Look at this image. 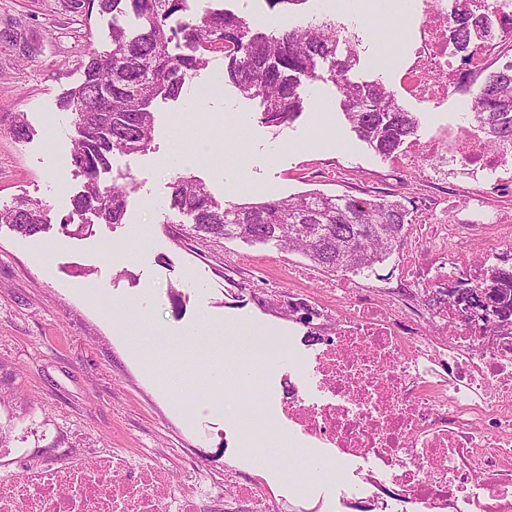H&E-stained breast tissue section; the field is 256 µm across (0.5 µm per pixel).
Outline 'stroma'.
Instances as JSON below:
<instances>
[{"mask_svg": "<svg viewBox=\"0 0 512 512\" xmlns=\"http://www.w3.org/2000/svg\"><path fill=\"white\" fill-rule=\"evenodd\" d=\"M380 0H305L295 10L270 9L266 0H221V8L271 30L305 19L344 23L358 36L353 82H398L378 67L385 52L407 49L410 34ZM0 208L19 195L48 210L46 232L23 236L0 224V387L13 399L0 407L5 447L26 448V465L47 466L61 456L92 459L119 451L166 461L174 490L191 486L195 474L232 471L266 483L280 495L282 512H346L342 492L321 472H296L287 422L277 441L247 447L229 410L248 391L206 399L197 370L231 328L278 330L293 349L310 355L319 346L287 316V269L300 271L313 293L337 275L297 253L239 241L215 244L183 233L187 219L170 206L177 174L200 178L221 201L278 199L317 189L361 198L391 193L378 176L388 169L352 132L335 84L302 82L305 109L287 127L262 124L259 100L243 98L232 85L221 97L190 109L198 85L223 75L224 58L213 54L206 69L179 98L155 100L154 140L149 151L118 155L101 173L107 185L132 184L125 218L104 223L81 216L85 230L71 235L61 223L81 185L70 164L76 129L59 107L62 93L82 79L90 51L110 50L112 17L71 12L66 0H0ZM21 44L8 42L11 34ZM401 105L417 113L420 139L464 123L469 100L451 97L442 107ZM25 113L35 129L26 143L9 130L11 113ZM178 158L177 168L163 166ZM211 326L208 336L190 327ZM164 357L181 376L182 390L163 392L148 370ZM238 373L257 383L271 414L293 380L289 359ZM308 497L289 493L294 481Z\"/></svg>", "mask_w": 512, "mask_h": 512, "instance_id": "obj_1", "label": "stroma"}]
</instances>
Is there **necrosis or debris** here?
I'll return each instance as SVG.
<instances>
[{"label":"necrosis or debris","instance_id":"1","mask_svg":"<svg viewBox=\"0 0 512 512\" xmlns=\"http://www.w3.org/2000/svg\"><path fill=\"white\" fill-rule=\"evenodd\" d=\"M407 20L408 56L383 65L399 74L396 93L422 106L473 93L490 63L506 67L504 22L512 0H386ZM469 17L460 47L450 21ZM483 129L461 124L417 144L429 179L455 165L471 186L449 200L415 199L417 241L404 257L400 289L358 287L346 278L323 289L317 309L336 330L312 362L320 387L312 398L293 386L281 411L308 444L324 448L318 469L341 486L350 512H387L399 491L420 512H512V333L462 321L458 304L486 275L485 262L456 269L460 239L495 229L512 256V208L492 205L482 186L512 193V144L485 145ZM167 463L116 453L93 463L62 461L22 474H0V512H278L263 485L208 476L172 493Z\"/></svg>","mask_w":512,"mask_h":512}]
</instances>
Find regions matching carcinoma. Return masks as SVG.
<instances>
[{
	"instance_id": "obj_1",
	"label": "carcinoma",
	"mask_w": 512,
	"mask_h": 512,
	"mask_svg": "<svg viewBox=\"0 0 512 512\" xmlns=\"http://www.w3.org/2000/svg\"><path fill=\"white\" fill-rule=\"evenodd\" d=\"M75 11L131 16L137 27L129 32L112 24V48L93 51L83 78L60 101L71 113L77 132L70 163L84 176L71 199L72 213H95L108 224H120L127 209L129 188L107 186L100 174L113 156L145 152L155 126V99H176L186 82L206 68L210 55L224 57V81L248 99L261 98L262 119L271 126L293 123L303 111L298 91L301 78L336 84L343 114L352 131L384 160L400 155L418 137L416 114L405 110L387 87L378 82L351 83L346 72L356 64L349 52L336 58L341 27L331 20L263 32L246 18L224 9L190 13L188 0H67ZM188 18L174 28L176 13ZM183 48L175 53L173 48ZM327 74L317 73L319 62ZM470 120L487 130L488 143L512 142V68L487 73L475 91ZM10 130L19 143L33 135L25 115H11ZM171 208L190 220V230L216 242L243 240L297 251L315 266L344 275L367 276L395 251L408 210L399 200L353 195H328L309 190L258 202H219L192 176L175 177ZM0 223L24 236L43 232L47 211L23 196L0 209ZM492 311L469 318L475 324H497L504 308H512V288H489Z\"/></svg>"
}]
</instances>
